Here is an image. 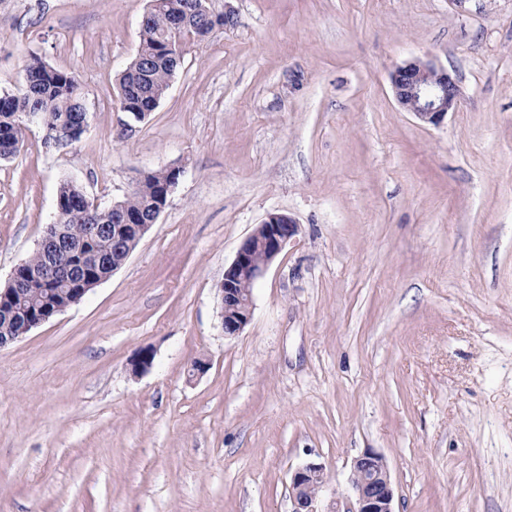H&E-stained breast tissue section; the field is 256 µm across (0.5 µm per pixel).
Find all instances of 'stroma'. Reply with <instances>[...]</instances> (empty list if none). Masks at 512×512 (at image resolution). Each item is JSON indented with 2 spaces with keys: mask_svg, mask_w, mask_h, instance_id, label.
<instances>
[{
  "mask_svg": "<svg viewBox=\"0 0 512 512\" xmlns=\"http://www.w3.org/2000/svg\"><path fill=\"white\" fill-rule=\"evenodd\" d=\"M227 4L121 140L149 0H0V95L36 55L89 112L79 141L32 125L0 159V285L62 182L108 205L184 167L123 266L0 350V512H292L309 461L346 510L367 450L395 512H512V0ZM416 57L459 85L441 125L395 100ZM271 212L298 232L227 337L217 285Z\"/></svg>",
  "mask_w": 512,
  "mask_h": 512,
  "instance_id": "1",
  "label": "stroma"
}]
</instances>
